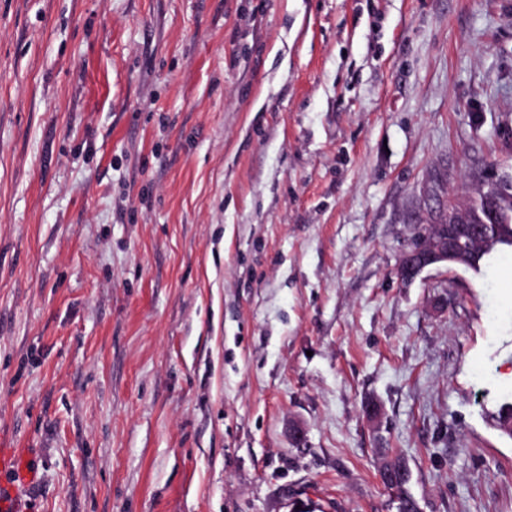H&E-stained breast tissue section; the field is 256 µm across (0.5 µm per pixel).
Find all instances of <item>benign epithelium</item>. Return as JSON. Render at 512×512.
I'll list each match as a JSON object with an SVG mask.
<instances>
[{
    "mask_svg": "<svg viewBox=\"0 0 512 512\" xmlns=\"http://www.w3.org/2000/svg\"><path fill=\"white\" fill-rule=\"evenodd\" d=\"M463 233L484 247L490 244L486 237V228L480 223L445 224L435 233L413 239L410 246L403 251L399 260L401 280L412 281L430 267H466L469 264V254L456 243L457 235Z\"/></svg>",
    "mask_w": 512,
    "mask_h": 512,
    "instance_id": "7a95c632",
    "label": "benign epithelium"
}]
</instances>
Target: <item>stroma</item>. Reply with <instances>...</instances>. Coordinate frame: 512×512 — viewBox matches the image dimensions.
I'll use <instances>...</instances> for the list:
<instances>
[{
	"label": "stroma",
	"mask_w": 512,
	"mask_h": 512,
	"mask_svg": "<svg viewBox=\"0 0 512 512\" xmlns=\"http://www.w3.org/2000/svg\"><path fill=\"white\" fill-rule=\"evenodd\" d=\"M512 0H0V443L27 512H512ZM380 408L377 424L366 403ZM495 199L497 209V238L488 248L470 247L467 240L462 238L463 245L456 243L458 234H467L474 242L487 247L490 244L486 237V228L482 223L466 224L475 220L485 219L487 212L491 210L493 203L487 198ZM428 225H443L436 233H430L414 238L410 246L403 251L399 260V274L401 280L412 281L424 269L430 267L446 266L448 269L463 267L468 264V269L479 271L484 259L498 249L510 248L512 251V193L500 188L492 187L486 192L471 200L470 204L461 209L459 207L442 204L435 210L427 212V216L420 220ZM465 224H451V223ZM26 453L23 448H0V476L15 478L23 488L35 480Z\"/></svg>",
	"instance_id": "1"
}]
</instances>
